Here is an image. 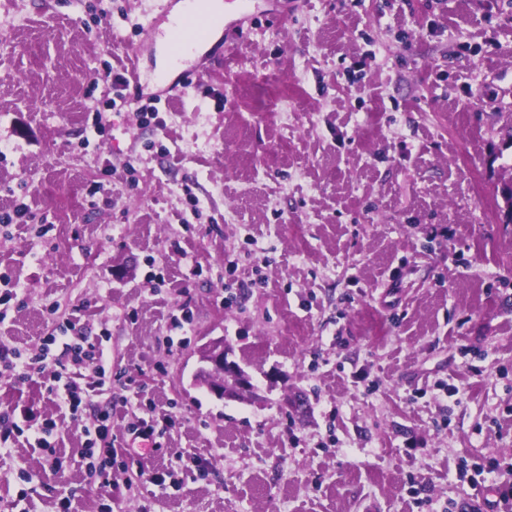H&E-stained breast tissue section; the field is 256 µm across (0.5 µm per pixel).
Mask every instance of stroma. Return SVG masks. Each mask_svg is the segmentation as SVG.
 <instances>
[{
    "instance_id": "35a3bbf8",
    "label": "stroma",
    "mask_w": 512,
    "mask_h": 512,
    "mask_svg": "<svg viewBox=\"0 0 512 512\" xmlns=\"http://www.w3.org/2000/svg\"><path fill=\"white\" fill-rule=\"evenodd\" d=\"M152 5L0 0V213L33 215L0 228V345L70 321L112 380L103 487L42 378L0 379L61 460L0 450V512H490L500 474L459 473L512 463V0H252L177 90ZM134 49L154 119L114 101ZM216 337L258 399L195 385ZM27 418V422L30 424L26 425L27 431H32V434L35 436V441L37 444L42 447L46 448L50 451V455L52 456L54 454V447L51 446V442L48 440L53 434V431L56 427V423L51 420H46L43 423H38L36 421V416L34 413H31L29 416L25 414ZM128 435L131 436L130 444H128L130 455L143 457L159 447L156 442L155 427L145 421H142L138 426L129 428Z\"/></svg>"
}]
</instances>
